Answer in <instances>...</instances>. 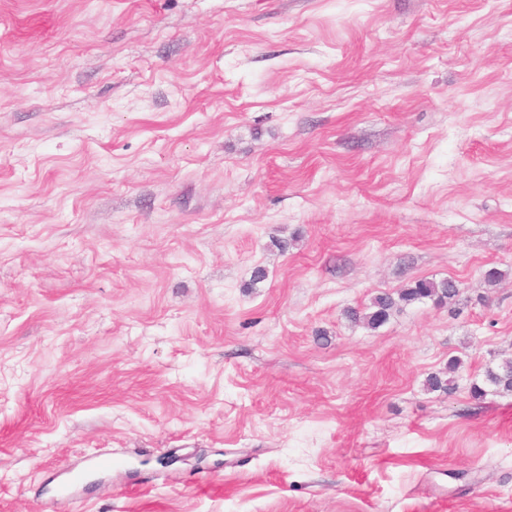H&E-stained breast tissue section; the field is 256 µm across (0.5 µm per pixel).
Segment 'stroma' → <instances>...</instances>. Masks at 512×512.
Instances as JSON below:
<instances>
[{
    "mask_svg": "<svg viewBox=\"0 0 512 512\" xmlns=\"http://www.w3.org/2000/svg\"><path fill=\"white\" fill-rule=\"evenodd\" d=\"M511 358L512 0H0V512H512ZM458 293L456 282L451 279H418L408 288H405L399 294V300L406 303L421 302L425 299L434 300L438 304H443L447 300L453 299ZM397 305L395 299L389 294L377 295L371 305V312L362 316L366 324L375 329L387 321L390 312ZM485 386L492 387L496 392H512V362H506L497 369H488L485 375L484 386L477 383L471 385V395L479 399L487 390Z\"/></svg>",
    "mask_w": 512,
    "mask_h": 512,
    "instance_id": "35a3bbf8",
    "label": "stroma"
}]
</instances>
